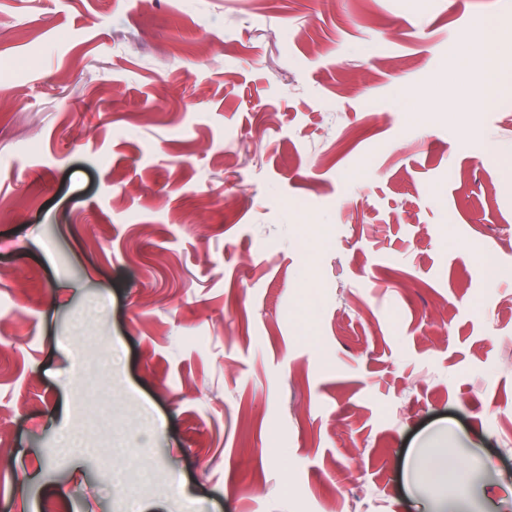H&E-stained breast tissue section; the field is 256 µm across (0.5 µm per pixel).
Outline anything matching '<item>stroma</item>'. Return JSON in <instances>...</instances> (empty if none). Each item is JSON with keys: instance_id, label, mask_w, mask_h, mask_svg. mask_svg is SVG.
Segmentation results:
<instances>
[{"instance_id": "35a3bbf8", "label": "stroma", "mask_w": 512, "mask_h": 512, "mask_svg": "<svg viewBox=\"0 0 512 512\" xmlns=\"http://www.w3.org/2000/svg\"><path fill=\"white\" fill-rule=\"evenodd\" d=\"M483 20L512 0H0V512H429L446 448L512 512Z\"/></svg>"}]
</instances>
